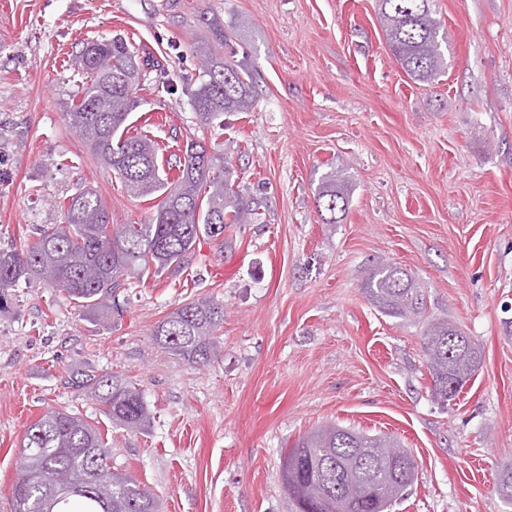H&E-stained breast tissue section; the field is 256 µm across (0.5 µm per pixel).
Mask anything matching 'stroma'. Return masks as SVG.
<instances>
[{"label":"stroma","instance_id":"1","mask_svg":"<svg viewBox=\"0 0 512 512\" xmlns=\"http://www.w3.org/2000/svg\"><path fill=\"white\" fill-rule=\"evenodd\" d=\"M447 67L432 84L391 55L376 0H0V244L57 224L54 202L95 188L116 224L153 203L100 168L62 114L83 78L84 41L120 35L140 56L197 78L207 20L233 35L258 96L201 128L190 88L141 93L134 129L178 150L196 136L258 200L262 224H234L197 246L174 276L144 275L99 326L35 281L0 312V512H9L19 446L48 408L98 427L112 468L148 489L159 512H295L282 483L289 448L335 424L394 438L416 475L390 512H512L495 491L512 467V0H436ZM340 171L342 221L316 206ZM392 262L422 286L415 319L378 311L361 283ZM224 307L221 351L196 368L151 333L174 308ZM457 324L483 349L449 404L432 394L423 335ZM94 370L137 387L153 419L113 425L68 388Z\"/></svg>","mask_w":512,"mask_h":512}]
</instances>
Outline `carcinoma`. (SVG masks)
<instances>
[{"label":"carcinoma","mask_w":512,"mask_h":512,"mask_svg":"<svg viewBox=\"0 0 512 512\" xmlns=\"http://www.w3.org/2000/svg\"><path fill=\"white\" fill-rule=\"evenodd\" d=\"M386 43L407 76L432 82L446 64L448 37L434 17L435 0H378ZM213 44L202 47V72L191 106L202 126L227 112H247L254 105L251 74L233 55L224 27L210 26ZM72 63L86 76L78 101L63 113L65 125L78 128L93 158L121 180L133 197L158 196L145 224H112L101 196L88 189L55 200L62 221L39 230L31 242L0 247V308L9 291L39 281L85 307L100 322L108 319L112 296L128 287V279L150 271L180 272L203 240L224 246L232 224H262L261 204L244 196L215 172L220 157L205 143L186 144L158 158L145 132L129 133L128 120L141 103L142 91L134 44L122 36L83 43ZM177 170L168 184L165 169ZM323 223L342 221L349 198L339 172L326 173L316 191ZM366 298L379 311L406 318L424 308L418 283L392 262L379 264L362 284ZM224 308L213 300L187 302L170 312L152 332L164 352L197 367L217 355L216 331ZM424 351L433 396L442 404L455 399L480 368L482 347L458 326L440 320L424 334ZM68 384L99 402L112 423L127 430L147 427L152 412L142 393L122 380L92 370L73 373ZM395 440L367 435L336 425L300 438L282 465L283 484L298 512H338L336 505L353 496L357 512H376L378 503L399 496L411 483L398 480L395 464L385 462ZM20 448H34L29 469H19L11 493V512H157L150 491L129 476L112 470V449L98 428L66 408H49L28 426Z\"/></svg>","instance_id":"obj_1"}]
</instances>
